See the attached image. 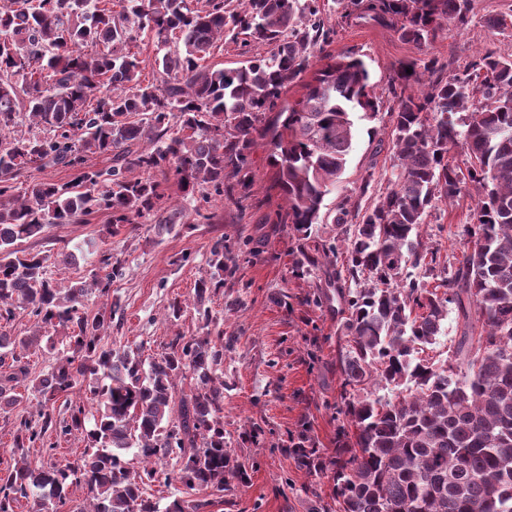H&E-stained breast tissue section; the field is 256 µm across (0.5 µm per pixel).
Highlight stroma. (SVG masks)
<instances>
[{
    "mask_svg": "<svg viewBox=\"0 0 512 512\" xmlns=\"http://www.w3.org/2000/svg\"><path fill=\"white\" fill-rule=\"evenodd\" d=\"M509 12L512 0H472L468 25L449 26L430 47V55L460 70L485 48L512 55V23L501 31L484 23L486 16ZM331 22L336 34L330 52H357L370 70L377 95L388 96L401 62L417 57V50L378 25H350L336 16ZM391 129L385 111L356 118L353 149L336 192L325 199L327 208L337 207L345 197L366 205L387 191L396 162ZM253 161V190L263 204L245 217H237L215 198L197 205L196 195L172 180L165 193L185 208L184 222L173 232L158 233L145 221L120 226L112 234L108 214L96 212L81 223L53 225L23 246L51 255L52 276L63 288L89 274L88 266L68 265L58 258L75 244L95 242L124 264L125 276L113 281L103 301L116 309L105 338L110 347L139 346L143 358L151 359L162 354L175 336H199L207 330L231 337L217 369L224 379V440L246 467L248 481L241 484L228 478L223 502L210 512H335L327 476L298 466L288 448L304 435L324 458L335 455L341 393L336 329L341 304L329 283V268L304 277L296 274L297 234L291 225L276 221L283 199L272 187L264 149L254 152ZM369 171L374 180L364 193L360 187ZM475 204V196L466 194L431 209L422 234L428 245L438 248L441 260L459 255V231L471 222ZM219 238L224 241L226 265L237 271L211 294L212 320L206 324L192 300L198 280L212 275L209 251ZM317 292L328 294L327 304L313 303ZM175 301L184 307L176 319L168 315ZM100 304L90 303L88 313H96ZM254 426L263 430L256 439L248 435Z\"/></svg>",
    "mask_w": 512,
    "mask_h": 512,
    "instance_id": "obj_1",
    "label": "stroma"
}]
</instances>
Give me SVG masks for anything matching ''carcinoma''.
I'll return each instance as SVG.
<instances>
[{
    "mask_svg": "<svg viewBox=\"0 0 512 512\" xmlns=\"http://www.w3.org/2000/svg\"><path fill=\"white\" fill-rule=\"evenodd\" d=\"M117 2L118 11L112 0H0V323L25 313L44 330L0 329V367L10 369L0 375V405L21 404L12 383L28 380L38 407L13 435L15 464L0 469V512L22 501L29 512H159L143 490L160 475L155 461L178 467L196 491L165 512H208L224 498L226 475L246 478L224 442V383L213 377L224 337L177 336L149 362L108 347L107 317L85 307L109 294L121 264L104 253L89 279L64 290L48 275L50 257L20 243L98 211L115 226L149 219L170 231L181 210L161 184L172 176L243 215L257 206L258 148L285 201L278 223L299 239L296 272L328 260L345 284L336 344L349 430L337 459L300 445L291 450L297 463L331 470L339 512H512V57L486 50L452 75L425 58L448 24H468L471 0H333L342 19L386 27L422 57L402 63L391 85V188L365 208L341 204L330 221L322 209L348 163L354 113L373 117L382 101L356 53L325 52L333 28L320 0ZM144 35L154 40L148 59L133 51ZM226 38L241 60L206 64ZM148 65L151 81L142 79ZM296 83L302 93L290 102ZM457 146L463 168L448 163ZM92 154L112 155V166H89ZM47 167L74 177L30 175ZM472 190L474 223L462 226L461 255L443 265L422 224L434 204ZM328 222L334 235L314 232ZM209 265L224 272V238ZM214 285L224 280L202 279L194 293L207 323ZM450 305L464 324L454 362L421 357ZM58 327L67 349L32 375L30 350ZM188 373L187 393L178 382ZM88 375L97 381L93 415L70 398ZM71 435L86 441L73 461L28 459L29 449L49 454ZM132 448L140 472L125 461ZM78 484L88 508L70 498Z\"/></svg>",
    "mask_w": 512,
    "mask_h": 512,
    "instance_id": "1",
    "label": "carcinoma"
}]
</instances>
